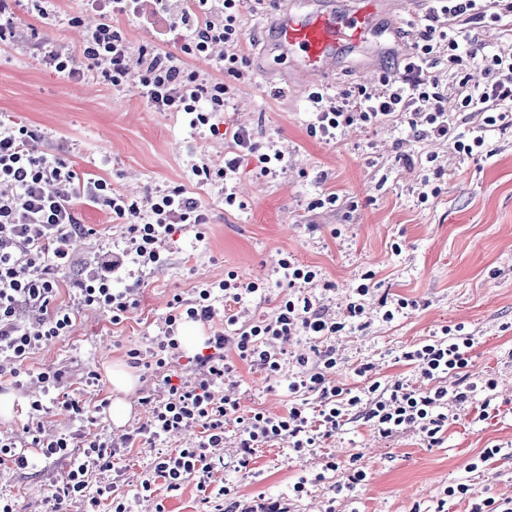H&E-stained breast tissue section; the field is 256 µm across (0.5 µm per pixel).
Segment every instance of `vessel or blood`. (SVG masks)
Here are the masks:
<instances>
[{"instance_id":"b4317fda","label":"vessel or blood","mask_w":512,"mask_h":512,"mask_svg":"<svg viewBox=\"0 0 512 512\" xmlns=\"http://www.w3.org/2000/svg\"><path fill=\"white\" fill-rule=\"evenodd\" d=\"M385 6V0H356L352 9L335 11L292 0L273 23L281 60L308 75L332 78L344 51L373 46Z\"/></svg>"}]
</instances>
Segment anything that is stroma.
<instances>
[{"mask_svg":"<svg viewBox=\"0 0 512 512\" xmlns=\"http://www.w3.org/2000/svg\"><path fill=\"white\" fill-rule=\"evenodd\" d=\"M87 0H57L55 20H41L18 0L14 11L25 38L0 49V118L23 122L40 130L36 149L66 157L84 177L107 179L115 192L148 209L150 198L175 187L196 197L206 222L201 228L177 226L160 251L162 268L130 271L124 283L136 290L137 302L121 323L94 307L76 310L68 335L35 350L22 363L20 379L0 375V435L23 438L28 402L40 392L31 381L43 371L62 370V396L82 400L88 414L75 422L59 408L43 418L46 433L74 434L77 440L110 436L117 428L110 410L117 393L108 367L130 372L132 419L124 430L134 433L146 420L140 404L152 389L149 370L134 366L130 354L155 343L156 326L174 296L192 298L204 281L236 272L245 282H268L267 297L248 300L252 314L269 316L284 294L275 281L276 261L288 253L316 267L329 282L323 302L330 315L341 316L349 297L366 272L371 313L363 328L346 329L328 338L338 359L331 378L336 384L357 386L356 368L373 364L372 378L383 382H412L413 367L399 363L409 346L432 338L443 327L464 325L474 338L470 378L495 379L489 417L450 420L440 445L431 447L406 432L382 437L364 422L346 425L324 440L321 448L299 458L285 443L256 449L249 472L232 465L237 435L227 432L223 467L213 478L236 486L244 499H292V486L301 475L320 472L326 459L340 467L358 464L368 479L352 497L332 499L328 483L312 487L293 499L295 512H323L334 501L336 512H471V497L444 501L446 488L466 483L498 498H512V125L489 128L481 152L466 155L449 141L418 138L407 122L358 125L333 141L310 136V86L296 78L292 67L278 60V44L270 24L283 0H248L240 16L244 54L250 81L238 84L222 115L227 127L241 129L258 142L275 141L288 166L279 176H261L255 160H244L236 174L238 205L224 203L217 186L197 183L192 166L206 159L220 168L231 151L230 141L209 127L190 129L182 113L155 109L134 85L116 87L98 67H84L80 78L63 79L47 63L43 48L79 53L81 32L71 20ZM132 48L153 45L179 53L183 38L156 30L135 16L114 18ZM412 37L406 31L386 36L380 51L350 49L336 62L332 91L357 86H381L396 80ZM436 194L420 201L426 186ZM335 195L332 205L315 207L316 199ZM82 223L94 236L80 239L73 252L84 263L111 249L124 231L108 209L77 202ZM411 300L410 308L383 321L377 314L381 296ZM283 369L271 375L236 362L239 383L234 395L242 409L285 413L292 400L288 376L295 358L309 354L304 339L285 344ZM98 374L88 380V371ZM184 434L151 439L136 436L122 449L105 476L117 492L134 496L157 456L180 447ZM495 458L468 470V463L492 446ZM66 463L54 462L25 473L0 466V491L11 494L16 512H85L79 500L56 502L51 491L66 481ZM134 512H202L200 493L187 484L168 493L156 480L154 494L136 500Z\"/></svg>","mask_w":512,"mask_h":512,"instance_id":"1","label":"stroma"}]
</instances>
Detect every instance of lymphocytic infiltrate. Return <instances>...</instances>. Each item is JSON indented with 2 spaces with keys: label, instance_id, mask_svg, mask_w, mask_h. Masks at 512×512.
<instances>
[{
  "label": "lymphocytic infiltrate",
  "instance_id": "f902f5d3",
  "mask_svg": "<svg viewBox=\"0 0 512 512\" xmlns=\"http://www.w3.org/2000/svg\"><path fill=\"white\" fill-rule=\"evenodd\" d=\"M437 3L435 13L417 29L413 51L398 82L379 88L358 86L333 95L310 92V134L335 139L357 123L370 125L403 118L409 125L427 126L430 135L453 140L455 148L465 154L483 146L484 137L479 132L467 137L458 133L448 97L440 92L431 73L440 58H447L457 77L454 92L464 107L486 113L491 126L511 116L512 53L492 54L494 76L480 90L469 86L463 62L476 58L479 52L466 28L468 21L487 13L499 21L512 17V0ZM109 6L116 17L133 15L165 22L171 31L186 30L182 53L148 51L141 69L131 72L127 39L120 29L102 22L85 30L81 45L84 57L93 63L108 61L110 67L104 73L108 82L119 86L136 81L157 110L183 113L190 129L214 121L237 83L247 78L242 67L244 34L239 20L243 0H192L191 8L180 12L173 11L167 0H110ZM218 45L223 46L224 53L216 60L217 76L186 68L184 56H207ZM231 137L234 155L225 159L223 168L212 169L203 161L192 167L200 182H224V201L230 205L237 197L228 183L242 160L255 158L264 176L278 175L287 166L275 142H256L240 130L233 131ZM37 138L29 126L0 123V357L18 364L47 342L70 332L75 307L97 305L111 313L113 322H120L136 300L134 288L118 287V273L131 264L162 266L158 240L172 234L176 225L206 221L197 200L179 187L158 196L149 215H141L137 202L113 192L105 179L80 180L70 161L33 150ZM78 183L83 186L85 201L108 207L113 220L128 221L129 226L118 250L95 257L71 280L73 300L63 305L58 301V287L62 275L74 265L71 242L90 233L72 203ZM276 269V285L286 294L273 315H245L242 306L246 297L266 294L267 288L262 283H243L230 271L222 280L196 288L193 299L174 298L172 311L159 329V343L148 356L133 353L135 365L160 372L164 389L163 398L151 394L142 397L146 421L139 426V433L159 439L189 429L197 432L180 448L156 459L152 476L140 483L141 496H151L160 477L171 493L196 482L200 490L221 501L224 512H288L277 502L245 506L234 488L212 485V471L224 459V434L231 424L239 432L237 464L245 469L255 448L282 441L303 456L357 418L381 436L413 431L428 445H438L448 422L449 405L468 403L477 391L484 392L485 397L475 417L488 418L494 379L472 381L454 390L448 387V377L460 375L469 365L474 340L466 333L437 336L403 352V361L418 370L416 384L397 382L389 386L368 380L360 388L336 385L330 378L337 366L335 353L323 343L345 325H361L367 315L364 301L370 293L368 284L355 288L344 319L338 321L323 309L318 293L321 277L314 266L286 255L277 259ZM219 300L224 303V321L231 331L214 332L207 340V352L196 356V366L206 370L204 377L189 382L167 375L175 356L173 334L178 322H211ZM298 336L314 343L316 350L313 357H297L298 370L288 380V391L295 401L284 414L242 410L238 399L225 394V387L234 385L236 377L234 366L224 356L226 346H233L238 358L249 366L276 373L281 369L279 345ZM63 378L59 370L40 373L43 396L29 405L27 438H1L0 463L25 471L37 468L42 461L67 459L71 469L66 482L55 491V500L79 498L94 508L107 493L102 487L91 488L92 476L110 471L113 457L129 447L132 437L127 434L117 441L97 437L81 442L70 434L44 437L41 417L51 404L61 403L74 419H83L85 414L79 400L58 401L56 392Z\"/></svg>",
  "mask_w": 512,
  "mask_h": 512
}]
</instances>
